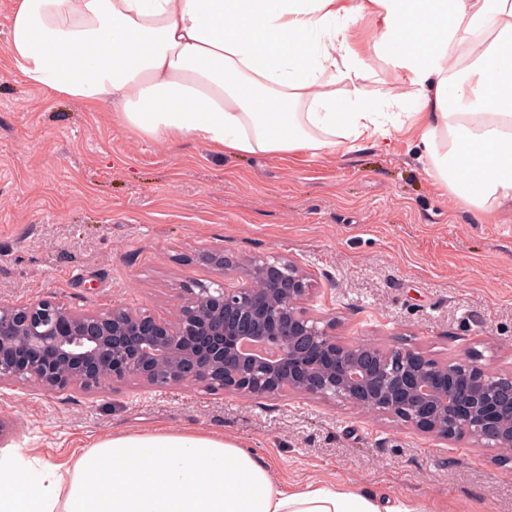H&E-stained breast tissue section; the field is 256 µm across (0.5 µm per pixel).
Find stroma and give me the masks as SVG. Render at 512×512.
Returning <instances> with one entry per match:
<instances>
[{
  "instance_id": "obj_1",
  "label": "stroma",
  "mask_w": 512,
  "mask_h": 512,
  "mask_svg": "<svg viewBox=\"0 0 512 512\" xmlns=\"http://www.w3.org/2000/svg\"><path fill=\"white\" fill-rule=\"evenodd\" d=\"M7 14L0 0V302L120 301L169 318L181 282L214 277L200 250L287 256L311 274L307 310L334 318L342 340L512 366V223H484L440 189L412 133L343 157L146 140L110 105L24 83L6 55ZM0 416L19 425L0 451L29 460L67 466L117 433L192 430L236 440L293 484L333 480L421 512H512V461L340 401L0 387Z\"/></svg>"
}]
</instances>
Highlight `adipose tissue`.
<instances>
[{"label":"adipose tissue","instance_id":"obj_1","mask_svg":"<svg viewBox=\"0 0 512 512\" xmlns=\"http://www.w3.org/2000/svg\"><path fill=\"white\" fill-rule=\"evenodd\" d=\"M363 19L406 90L405 121L378 109ZM6 53L26 84L112 103L143 138L230 155H343L408 126L457 202L491 224L512 209V0H10ZM0 512L415 510L276 481L220 435L157 430L99 441L67 467L1 453Z\"/></svg>","mask_w":512,"mask_h":512}]
</instances>
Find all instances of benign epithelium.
Instances as JSON below:
<instances>
[{
	"label": "benign epithelium",
	"mask_w": 512,
	"mask_h": 512,
	"mask_svg": "<svg viewBox=\"0 0 512 512\" xmlns=\"http://www.w3.org/2000/svg\"><path fill=\"white\" fill-rule=\"evenodd\" d=\"M217 279L185 281L171 320L114 302L74 311L51 298L0 304V387L100 392L138 381L241 398L283 392L342 401L444 442L512 448V368L438 361L406 346L346 342L304 301L309 272L278 256L243 264L203 251Z\"/></svg>",
	"instance_id": "1"
}]
</instances>
